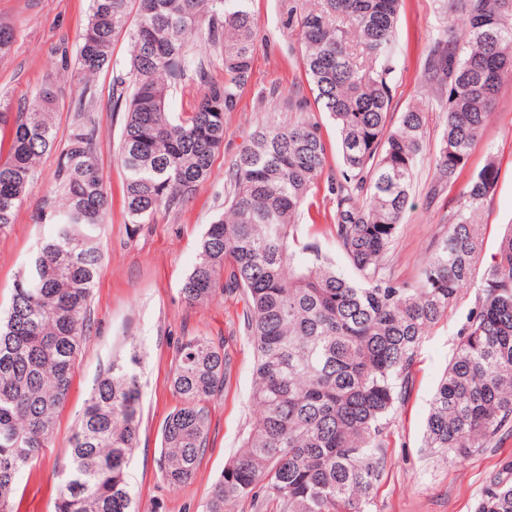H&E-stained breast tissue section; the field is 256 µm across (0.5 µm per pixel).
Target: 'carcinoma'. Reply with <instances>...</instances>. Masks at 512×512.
Segmentation results:
<instances>
[{
    "instance_id": "1",
    "label": "carcinoma",
    "mask_w": 512,
    "mask_h": 512,
    "mask_svg": "<svg viewBox=\"0 0 512 512\" xmlns=\"http://www.w3.org/2000/svg\"><path fill=\"white\" fill-rule=\"evenodd\" d=\"M90 2L81 73L109 66L119 35L133 46L112 85V111L125 113L117 160L129 220L152 224L159 211L192 199L224 145V115L237 108L252 73L250 0ZM438 2L449 18L465 14L469 27H443L426 50V76L446 112L431 199L456 183L512 80V0ZM400 6L316 0L300 15L303 67L314 101L336 124L341 168L325 174L326 143L306 103H295L302 116L293 123L261 125L233 164L224 214L208 225L183 281L190 304L220 287L243 291L254 353L253 419L206 512H229L261 491L282 512H367L378 451L409 396L412 367L463 288H478V300L432 397L424 447L465 458L512 433V226L476 278L483 238L474 215L497 185L496 165L463 185L413 281L389 270L426 112L421 99L398 116L390 112ZM202 30L218 49L221 81L190 57L191 38ZM188 74L203 93L194 111L178 114L169 108L172 82ZM54 104L50 84L15 111L0 102V228L15 222L38 160L56 147ZM324 177L336 205L328 232L353 278L298 223ZM57 180L53 230L17 276L0 320V512H16L20 478L53 433L87 341L99 230L111 204L92 128L76 127ZM141 364L132 352L94 384L60 469L55 512H136L127 469L139 447ZM224 369L222 344L206 336L181 343L171 386L182 404L163 424L160 454L172 484L195 475L207 447L206 403L224 386ZM475 512H512V466L490 481Z\"/></svg>"
}]
</instances>
